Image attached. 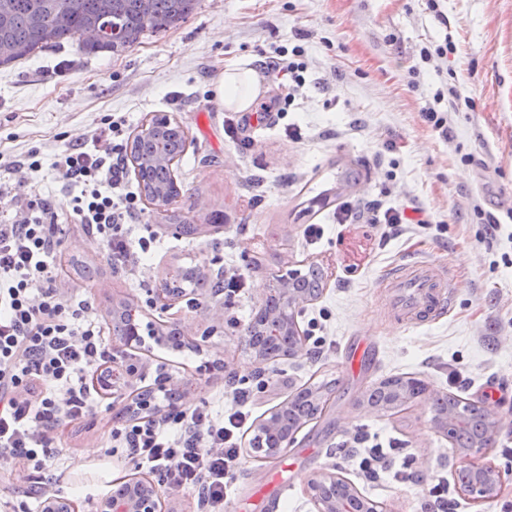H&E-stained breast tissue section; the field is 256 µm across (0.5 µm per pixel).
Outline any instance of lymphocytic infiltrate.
<instances>
[{
    "mask_svg": "<svg viewBox=\"0 0 512 512\" xmlns=\"http://www.w3.org/2000/svg\"><path fill=\"white\" fill-rule=\"evenodd\" d=\"M125 126L124 117L108 118L92 149L72 144L57 153L52 167L75 191L67 216L0 182V196L15 207L11 221L0 224V457L39 477L28 499L0 500V512L43 504L53 480V433L62 420L85 415L87 374L108 354L88 303H64L56 285L54 257L67 224L100 238L113 268L130 272L157 240L152 225L140 221L137 195L124 189L119 139ZM43 379L50 388H40ZM245 423L241 411L221 415L198 406L115 425L111 441L132 466L158 473L168 488H194L207 512H224V482L240 463Z\"/></svg>",
    "mask_w": 512,
    "mask_h": 512,
    "instance_id": "obj_1",
    "label": "lymphocytic infiltrate"
}]
</instances>
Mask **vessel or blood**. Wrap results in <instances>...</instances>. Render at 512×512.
<instances>
[{"label":"vessel or blood","mask_w":512,"mask_h":512,"mask_svg":"<svg viewBox=\"0 0 512 512\" xmlns=\"http://www.w3.org/2000/svg\"><path fill=\"white\" fill-rule=\"evenodd\" d=\"M389 303L406 321L419 322L452 307L453 288L443 267L431 264H401L384 277Z\"/></svg>","instance_id":"1"}]
</instances>
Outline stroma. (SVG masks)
<instances>
[{
  "label": "stroma",
  "mask_w": 512,
  "mask_h": 512,
  "mask_svg": "<svg viewBox=\"0 0 512 512\" xmlns=\"http://www.w3.org/2000/svg\"><path fill=\"white\" fill-rule=\"evenodd\" d=\"M448 39L455 45L448 59L421 61V49ZM296 46L307 65L300 88L287 72L264 71L270 57ZM229 67L258 73L264 111L224 108L216 86ZM452 86L461 101L449 98ZM290 92L293 105L278 111ZM468 97L473 107H466ZM431 105L446 131L425 121ZM157 112L180 122L188 136L175 167V213L201 224L219 210L223 227L190 241L144 206L141 220L154 225L158 240L132 273L112 268L98 238L69 229L57 261L79 258L97 278L59 274L63 296L88 301L109 342L113 299L138 304L146 322L200 327L212 297L195 308L182 299L164 312L150 306L151 289L190 260L211 278L235 268L245 286L224 311L223 332L195 351L146 340L138 387L154 388L163 365L186 388L187 407L218 410L232 403L231 379L264 369L269 387L243 405L255 427L296 388L337 382L330 410L296 432L285 455L260 461L243 443L226 512L259 496L273 512H315L306 485L333 467L385 512H429L438 484L449 512H512V0H439L435 12L427 0H200L183 22L118 56L85 55L74 43L45 49L0 67V156L12 163L0 168V179L68 212L71 197L49 170L54 153L89 138L112 114L126 117L132 136ZM292 125L301 139L287 136ZM34 151L41 167L24 163ZM342 165L361 174L341 197L356 204L355 217L338 223L332 207L304 213L306 200L334 185ZM379 200L413 203L429 227L382 238L371 222ZM310 224L321 225V237L305 236ZM414 260L446 266L456 298L451 312L407 324L379 282L390 267ZM310 263L323 269L326 285L298 323L304 329L323 321L324 350L310 345L300 357L255 360L245 348L247 327L271 275ZM356 339L377 346L378 356L353 358ZM453 373L458 381H450ZM396 375L472 403L498 404L504 426L472 454L502 475L493 497L476 503L457 492L453 472L461 456L435 428L428 404L418 400L395 415L363 404L367 390ZM121 406L94 392L85 415L53 434L48 491L79 512H94L106 483L135 472L122 453L108 451ZM359 436L383 460L377 476H366L351 453ZM281 470L290 486L278 496L269 486Z\"/></svg>",
  "instance_id": "35a3bbf8"
}]
</instances>
